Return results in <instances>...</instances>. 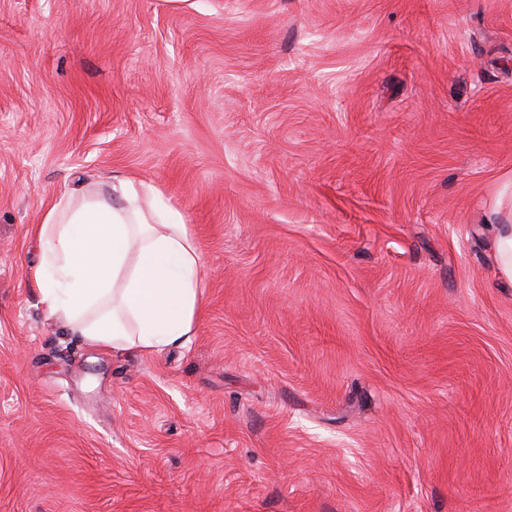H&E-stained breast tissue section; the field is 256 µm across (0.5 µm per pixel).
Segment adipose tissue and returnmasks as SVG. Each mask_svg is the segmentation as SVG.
Here are the masks:
<instances>
[{"mask_svg": "<svg viewBox=\"0 0 512 512\" xmlns=\"http://www.w3.org/2000/svg\"><path fill=\"white\" fill-rule=\"evenodd\" d=\"M35 234L46 312L87 344L150 352L189 342L202 257L157 187L120 178L107 196H62Z\"/></svg>", "mask_w": 512, "mask_h": 512, "instance_id": "1", "label": "adipose tissue"}]
</instances>
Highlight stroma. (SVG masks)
<instances>
[{
	"mask_svg": "<svg viewBox=\"0 0 512 512\" xmlns=\"http://www.w3.org/2000/svg\"><path fill=\"white\" fill-rule=\"evenodd\" d=\"M156 186L186 345L47 319L32 227ZM512 0H0V512H512ZM491 228L499 280L512 285V224H494Z\"/></svg>",
	"mask_w": 512,
	"mask_h": 512,
	"instance_id": "1",
	"label": "stroma"
}]
</instances>
